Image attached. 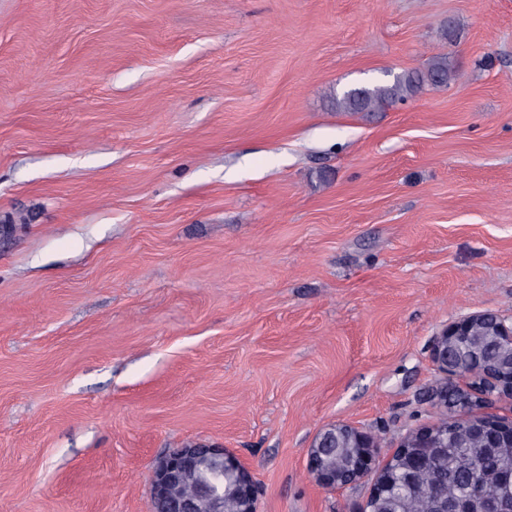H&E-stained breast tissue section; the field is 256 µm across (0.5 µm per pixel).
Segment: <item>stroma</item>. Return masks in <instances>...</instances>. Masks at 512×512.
<instances>
[{"instance_id":"1","label":"stroma","mask_w":512,"mask_h":512,"mask_svg":"<svg viewBox=\"0 0 512 512\" xmlns=\"http://www.w3.org/2000/svg\"><path fill=\"white\" fill-rule=\"evenodd\" d=\"M5 219L0 512H150L196 444L259 512H364L316 435L389 456L441 418L432 336L512 320V0H0ZM454 77V68L448 54L433 57L422 69H413L396 75L392 82L373 87L350 88L330 98V107L342 112H378L406 102L427 88L448 85ZM203 456L214 459L225 473L236 475L240 512H257L258 491L249 468L232 451L213 445L174 448L162 456L149 478L153 501L163 506V510L167 512H197L198 501L210 498L213 500L214 511L220 512L219 502L214 499V491L209 486L203 485L198 488L195 496L183 498L192 494L196 484L212 478L207 467L191 471L188 480L174 490L173 496L183 499H173L169 494L170 488Z\"/></svg>"}]
</instances>
